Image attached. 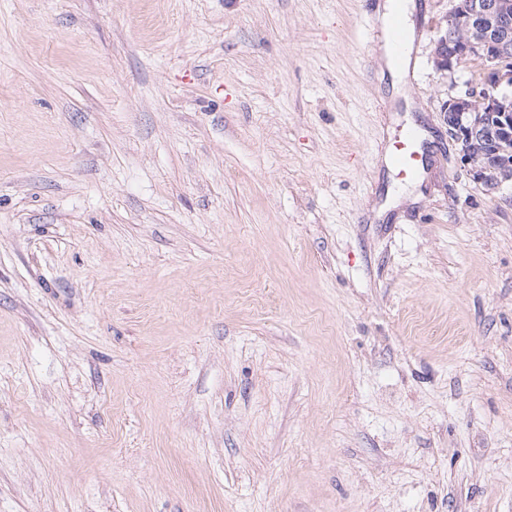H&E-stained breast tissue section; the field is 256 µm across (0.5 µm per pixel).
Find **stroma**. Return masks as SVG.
I'll list each match as a JSON object with an SVG mask.
<instances>
[{
	"mask_svg": "<svg viewBox=\"0 0 512 512\" xmlns=\"http://www.w3.org/2000/svg\"><path fill=\"white\" fill-rule=\"evenodd\" d=\"M378 3L0 0V512H512V182ZM387 1L389 2L377 7V15L381 23L385 24L388 15L395 11L401 12L404 16L400 13L393 14L380 32L381 41L386 46L393 61L388 56L385 46L381 48V54L378 59L379 63L386 66L393 73V76L397 78L400 71L394 67V64L409 74L413 72L415 66V59L408 53V48L413 41L414 35L407 28L404 18L411 9L415 8V4L408 2L409 0ZM417 134L407 129L387 149V158L392 170L403 179H413L424 169L426 157L418 145Z\"/></svg>",
	"mask_w": 512,
	"mask_h": 512,
	"instance_id": "obj_1",
	"label": "stroma"
}]
</instances>
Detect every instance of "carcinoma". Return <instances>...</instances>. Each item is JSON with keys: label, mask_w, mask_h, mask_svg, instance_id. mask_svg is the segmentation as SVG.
Listing matches in <instances>:
<instances>
[{"label": "carcinoma", "mask_w": 512, "mask_h": 512, "mask_svg": "<svg viewBox=\"0 0 512 512\" xmlns=\"http://www.w3.org/2000/svg\"><path fill=\"white\" fill-rule=\"evenodd\" d=\"M472 0H458L454 13L448 18V40L479 43L486 38L484 30L470 21ZM465 124L472 129L465 146L474 161L486 170L485 185L494 184L502 175V164L512 161V132L498 129L496 117L484 109H476L463 115Z\"/></svg>", "instance_id": "obj_1"}]
</instances>
